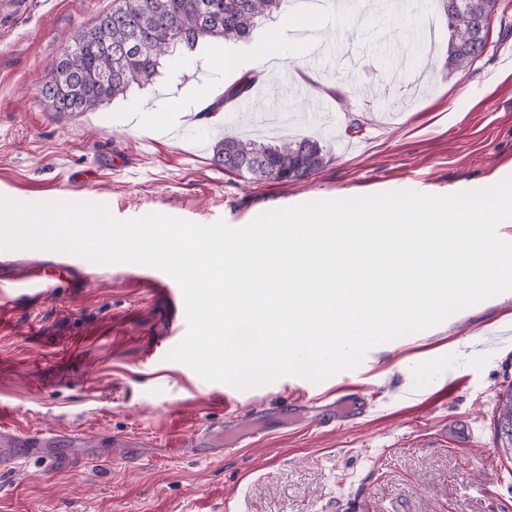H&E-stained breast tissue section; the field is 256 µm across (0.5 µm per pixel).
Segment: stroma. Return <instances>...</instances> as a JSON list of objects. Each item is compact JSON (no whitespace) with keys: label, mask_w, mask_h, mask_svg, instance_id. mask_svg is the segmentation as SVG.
<instances>
[{"label":"stroma","mask_w":512,"mask_h":512,"mask_svg":"<svg viewBox=\"0 0 512 512\" xmlns=\"http://www.w3.org/2000/svg\"><path fill=\"white\" fill-rule=\"evenodd\" d=\"M361 11L321 0L318 27L284 30L272 82L233 101L221 120L197 100L222 86L214 53L252 50L292 11L243 42L201 41L182 70L96 110L49 112L39 86L69 36L112 0H0V196L103 202L119 219L162 213L243 227L299 204L414 191L435 196L512 177V0H500L483 55L447 63L442 0ZM428 43L430 68L411 58ZM308 47L298 55V44ZM320 84L291 96L303 69ZM331 120L311 121L318 106ZM273 114L281 136L309 137L328 162L291 186L257 182L212 162L222 136L271 138L246 113ZM76 287L0 310V415L6 425L74 432L76 469L31 459L0 472V512H512V461L495 433L512 386V290L429 329L377 344L352 369L237 390L243 438L221 458L195 446L220 429L225 383L167 352L148 355L172 313L130 263H90ZM448 397L436 399L440 389ZM364 391L367 412L350 402ZM336 416L321 423L319 406Z\"/></svg>","instance_id":"35a3bbf8"}]
</instances>
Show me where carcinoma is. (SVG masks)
<instances>
[{
	"mask_svg": "<svg viewBox=\"0 0 512 512\" xmlns=\"http://www.w3.org/2000/svg\"><path fill=\"white\" fill-rule=\"evenodd\" d=\"M448 18V68L463 69L487 45L483 20L497 12V0H443ZM283 0H112L93 24L78 31L55 59L40 86V101L49 112H90L134 85L153 82L162 65H178L208 38L236 43L250 38L256 25L278 11ZM254 85L247 74L224 91V101L243 99ZM257 157L244 169L256 181L288 185L323 167L326 153L310 138L265 144L254 139L222 137L213 161ZM497 435L512 447V388L499 400Z\"/></svg>",
	"mask_w": 512,
	"mask_h": 512,
	"instance_id": "carcinoma-1",
	"label": "carcinoma"
}]
</instances>
